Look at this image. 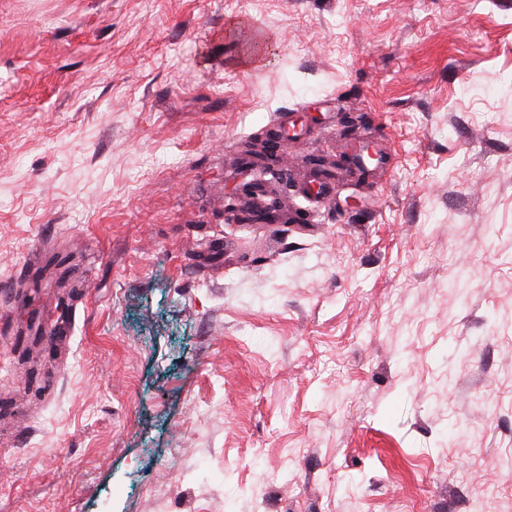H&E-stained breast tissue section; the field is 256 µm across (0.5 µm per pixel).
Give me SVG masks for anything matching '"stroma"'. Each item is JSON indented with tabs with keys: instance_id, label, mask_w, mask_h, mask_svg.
Masks as SVG:
<instances>
[{
	"instance_id": "obj_1",
	"label": "stroma",
	"mask_w": 512,
	"mask_h": 512,
	"mask_svg": "<svg viewBox=\"0 0 512 512\" xmlns=\"http://www.w3.org/2000/svg\"><path fill=\"white\" fill-rule=\"evenodd\" d=\"M0 287V512H512V0H0ZM250 152V154H247ZM275 145L272 138L261 139L254 138L242 145L241 153L251 158V162L243 167L249 174H252L250 180L236 184L231 195L235 198H246L249 200L252 211L261 212L265 209L263 206L265 198L272 192H283L288 189V182L276 177L274 182L268 181L263 177L273 171L272 160L275 157ZM265 214L263 211L262 216Z\"/></svg>"
}]
</instances>
